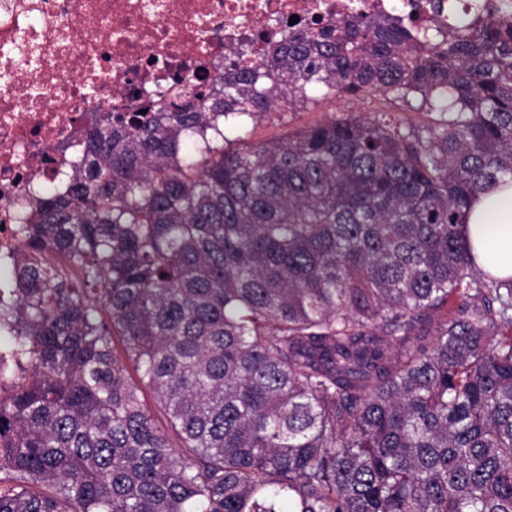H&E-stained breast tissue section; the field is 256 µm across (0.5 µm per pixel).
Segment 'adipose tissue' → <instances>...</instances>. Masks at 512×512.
I'll return each instance as SVG.
<instances>
[{"mask_svg": "<svg viewBox=\"0 0 512 512\" xmlns=\"http://www.w3.org/2000/svg\"><path fill=\"white\" fill-rule=\"evenodd\" d=\"M466 224L476 266L496 278L512 277V183L481 194Z\"/></svg>", "mask_w": 512, "mask_h": 512, "instance_id": "adipose-tissue-1", "label": "adipose tissue"}]
</instances>
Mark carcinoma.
<instances>
[{
  "label": "carcinoma",
  "instance_id": "cac0c4a2",
  "mask_svg": "<svg viewBox=\"0 0 512 512\" xmlns=\"http://www.w3.org/2000/svg\"><path fill=\"white\" fill-rule=\"evenodd\" d=\"M511 12L301 27L96 124L0 310V512H512V277L465 231L512 180ZM346 97L368 117L224 148Z\"/></svg>",
  "mask_w": 512,
  "mask_h": 512
}]
</instances>
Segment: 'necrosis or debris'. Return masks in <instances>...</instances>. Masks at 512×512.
Listing matches in <instances>:
<instances>
[{
	"instance_id": "obj_1",
	"label": "necrosis or debris",
	"mask_w": 512,
	"mask_h": 512,
	"mask_svg": "<svg viewBox=\"0 0 512 512\" xmlns=\"http://www.w3.org/2000/svg\"><path fill=\"white\" fill-rule=\"evenodd\" d=\"M357 14L444 26L429 0H0V255L42 188L73 175L104 116L126 119L160 91L258 66L293 26Z\"/></svg>"
}]
</instances>
